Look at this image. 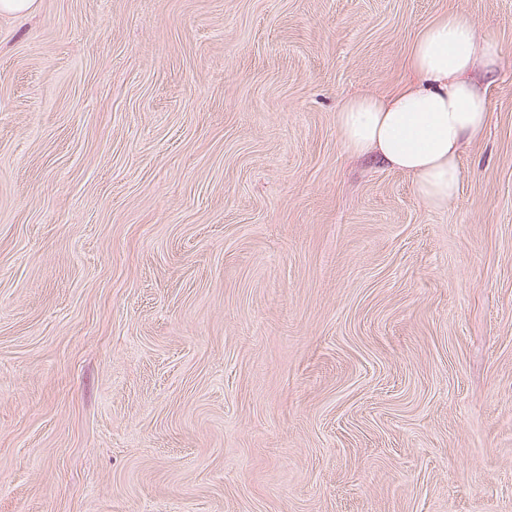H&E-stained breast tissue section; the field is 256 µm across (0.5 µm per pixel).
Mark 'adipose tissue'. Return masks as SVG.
<instances>
[{"label":"adipose tissue","instance_id":"obj_1","mask_svg":"<svg viewBox=\"0 0 512 512\" xmlns=\"http://www.w3.org/2000/svg\"><path fill=\"white\" fill-rule=\"evenodd\" d=\"M497 60L492 33H477L460 14L440 16L414 41L411 76L400 88L340 103L337 122L346 151L407 174L429 207L448 205L461 184L463 149L487 129L486 80Z\"/></svg>","mask_w":512,"mask_h":512}]
</instances>
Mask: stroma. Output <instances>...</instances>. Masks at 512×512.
<instances>
[{
	"label": "stroma",
	"instance_id": "35a3bbf8",
	"mask_svg": "<svg viewBox=\"0 0 512 512\" xmlns=\"http://www.w3.org/2000/svg\"><path fill=\"white\" fill-rule=\"evenodd\" d=\"M494 32L447 208L337 106ZM0 512H512V0L0 16Z\"/></svg>",
	"mask_w": 512,
	"mask_h": 512
}]
</instances>
